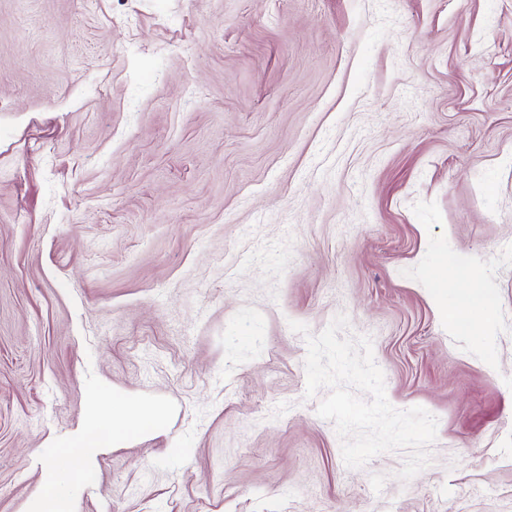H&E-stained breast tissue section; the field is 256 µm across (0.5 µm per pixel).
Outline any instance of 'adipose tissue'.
Returning a JSON list of instances; mask_svg holds the SVG:
<instances>
[{"label": "adipose tissue", "instance_id": "adipose-tissue-1", "mask_svg": "<svg viewBox=\"0 0 512 512\" xmlns=\"http://www.w3.org/2000/svg\"><path fill=\"white\" fill-rule=\"evenodd\" d=\"M165 413L159 408H150L113 394L112 413L103 415L91 412L83 426L69 438L56 442L53 453L60 459L78 460V467L69 471L67 481H60L55 469H46L42 489L30 505V512H71V504L63 485L84 483L88 471L82 468L84 460L96 456L101 449L119 448L138 438L146 431L159 426Z\"/></svg>", "mask_w": 512, "mask_h": 512}]
</instances>
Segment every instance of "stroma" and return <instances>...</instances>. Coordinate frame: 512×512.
<instances>
[{"label":"stroma","mask_w":512,"mask_h":512,"mask_svg":"<svg viewBox=\"0 0 512 512\" xmlns=\"http://www.w3.org/2000/svg\"><path fill=\"white\" fill-rule=\"evenodd\" d=\"M341 313L409 481L304 396ZM115 391L72 512H512V0H0V512ZM165 412L145 407L112 393V422L103 414L93 411L83 426L69 438L56 442L53 454L59 459L88 460L102 448H119L159 426Z\"/></svg>","instance_id":"1"}]
</instances>
